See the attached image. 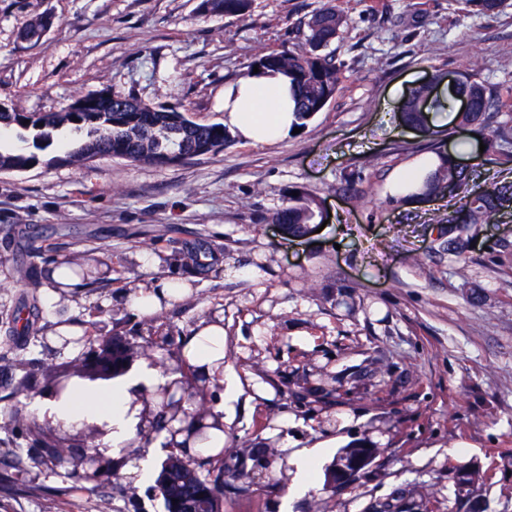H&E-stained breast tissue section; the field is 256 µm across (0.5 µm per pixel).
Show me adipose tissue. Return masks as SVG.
I'll list each match as a JSON object with an SVG mask.
<instances>
[{"label":"adipose tissue","mask_w":512,"mask_h":512,"mask_svg":"<svg viewBox=\"0 0 512 512\" xmlns=\"http://www.w3.org/2000/svg\"><path fill=\"white\" fill-rule=\"evenodd\" d=\"M292 90L286 77L258 72L224 89V111L228 122L243 139L267 144L286 137L294 128ZM158 368L144 366L132 380L112 392V450L125 448L135 434L138 419L131 412L132 389L151 388L165 383Z\"/></svg>","instance_id":"ef3b65f1"}]
</instances>
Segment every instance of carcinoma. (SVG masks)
Instances as JSON below:
<instances>
[{"instance_id":"1","label":"carcinoma","mask_w":512,"mask_h":512,"mask_svg":"<svg viewBox=\"0 0 512 512\" xmlns=\"http://www.w3.org/2000/svg\"><path fill=\"white\" fill-rule=\"evenodd\" d=\"M475 14H490L507 5V0H465ZM252 7V0H200L201 13L224 14L242 17ZM348 24L347 16L332 3H327L304 22L306 31L301 46L294 51H271L263 54L248 66L247 75L253 68L280 73L288 77L295 101L296 127L303 128L333 98L340 81L339 71L332 57L325 52L330 43L339 36ZM434 87L424 84L411 91L399 110L400 122L420 127L432 137L435 135L429 122V112H422L419 105L430 101V108L450 106V101L433 97ZM459 96L469 99V108L458 112L456 119L462 128L476 129L485 134V154L496 157L501 165L512 163V124L491 121L490 109L494 106V94L484 84L468 77L455 87ZM72 126L86 131L62 156L45 158L44 143L52 132ZM0 129L19 131L23 148L0 146V172L23 171L38 165L66 163L83 166L95 158L112 157L132 162H143L157 166L167 155L183 159L214 154L224 149L230 136L221 124H202L191 120L180 108L169 112H153L151 105L137 103L135 112H115L107 102L99 104L96 112H1ZM439 166L430 172L412 193L416 199L433 200L455 189L459 196L460 209L467 211L464 224L454 228L448 237V254L461 257L468 248L471 231L481 224H488L502 210L512 208V181L495 183L480 190L469 188L466 170L457 163L453 154H438ZM268 221L271 224H286L294 235L302 234L310 224L323 222L319 203L300 193L289 196L285 205L274 211ZM29 253L34 261L25 270L28 278L35 280L41 273L38 264L48 265L53 260L43 254L38 246H31ZM176 263L188 270L205 268L202 251L186 249L175 256ZM127 340L136 347L153 346L166 352L180 362V383L189 387L198 380L200 367L186 363L181 350L189 337L172 333L156 336H129ZM36 419L23 415L15 418L11 430V442L15 445L14 458L17 464L29 461L35 467H45L52 473L69 480L89 492L113 488L117 484L119 471L128 463V458H109L100 450L90 451L92 456L106 458V464L95 482L88 481L78 472L64 469L59 462V452L45 447L35 425ZM219 438L212 437L194 450H185L172 439L166 440L162 448L165 457L155 477V487L160 492L166 512H185L188 505L195 512H224V489L227 478L237 479L232 486L237 497L248 498L253 493V482L246 474L248 462H257L270 454L267 448H253L242 442L241 453L233 458L224 456V449L215 446ZM430 500L413 494L399 497V504L388 502L370 505L366 512H429Z\"/></svg>"}]
</instances>
